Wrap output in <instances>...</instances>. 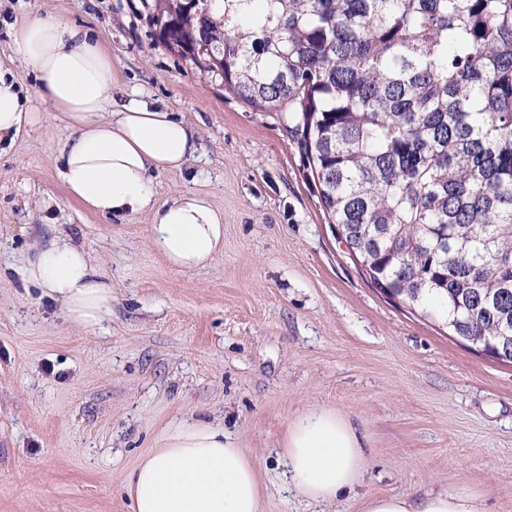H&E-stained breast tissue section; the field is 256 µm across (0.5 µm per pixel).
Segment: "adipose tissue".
<instances>
[{
  "label": "adipose tissue",
  "instance_id": "1",
  "mask_svg": "<svg viewBox=\"0 0 512 512\" xmlns=\"http://www.w3.org/2000/svg\"><path fill=\"white\" fill-rule=\"evenodd\" d=\"M11 48L35 72L67 126L56 142L60 178L70 197L103 218L150 217L151 247L179 269L210 266L224 248V214L188 191L160 203L156 178L182 170L197 151V132L174 113L139 101L113 103L112 57L88 31L49 13L11 28ZM18 81L0 70V144L41 121ZM13 264L25 287L60 304L67 322L96 331L112 313V280L73 237L47 225ZM288 487L332 503L352 489L368 460L356 430L314 407L289 425L278 451ZM134 512H260L257 464L236 438L204 421L168 427L130 478ZM361 512H486L481 493L461 484L419 497L361 499Z\"/></svg>",
  "mask_w": 512,
  "mask_h": 512
}]
</instances>
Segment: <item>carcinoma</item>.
Here are the masks:
<instances>
[{"instance_id":"1","label":"carcinoma","mask_w":512,"mask_h":512,"mask_svg":"<svg viewBox=\"0 0 512 512\" xmlns=\"http://www.w3.org/2000/svg\"><path fill=\"white\" fill-rule=\"evenodd\" d=\"M158 38L288 105L372 284L512 358V0H152Z\"/></svg>"}]
</instances>
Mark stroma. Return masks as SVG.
Wrapping results in <instances>:
<instances>
[{
	"instance_id": "1",
	"label": "stroma",
	"mask_w": 512,
	"mask_h": 512,
	"mask_svg": "<svg viewBox=\"0 0 512 512\" xmlns=\"http://www.w3.org/2000/svg\"><path fill=\"white\" fill-rule=\"evenodd\" d=\"M49 12L112 56L117 102L145 101L198 130L159 201L199 191L224 214V250L170 266L148 215L102 218L58 174L55 120L35 73L9 48L11 23ZM144 0H0V67L39 110L0 152V265L38 237L37 200L112 280L103 331L0 277V512H132L138 459L183 419L232 433L258 463L260 512H359L358 500L464 482L488 512H512V364L474 353L437 321L388 300L320 204L287 115L239 100L166 48ZM313 406L349 421L368 469L353 499L318 507L281 487L276 450Z\"/></svg>"
}]
</instances>
